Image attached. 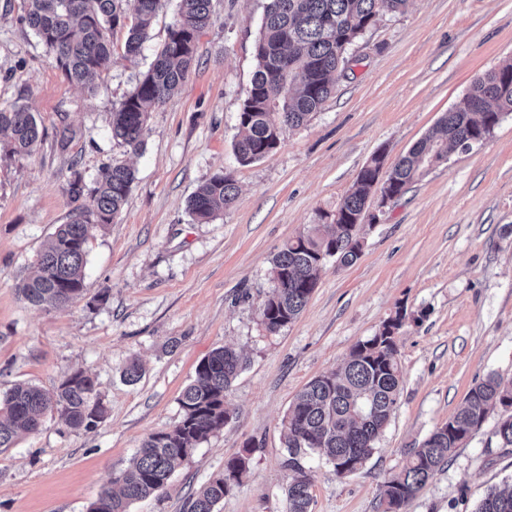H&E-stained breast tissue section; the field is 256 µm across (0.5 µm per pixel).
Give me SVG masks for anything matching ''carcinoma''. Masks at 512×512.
<instances>
[{
  "instance_id": "cac0c4a2",
  "label": "carcinoma",
  "mask_w": 512,
  "mask_h": 512,
  "mask_svg": "<svg viewBox=\"0 0 512 512\" xmlns=\"http://www.w3.org/2000/svg\"><path fill=\"white\" fill-rule=\"evenodd\" d=\"M24 17L54 65L66 78L86 84L112 65V30L127 31L125 55L140 53L164 0H26ZM408 0H266L255 43L256 70L238 112L237 161L250 164L273 153L285 128L303 125L320 111L335 91L334 75L346 67L345 50L357 29L375 27L383 13L402 14ZM213 23L212 0H179L178 17L167 39L133 92L112 109V137L132 152L143 146L150 112L162 107L185 79L199 35ZM512 112V62L475 76L467 93L380 179L381 160L373 156L359 171L357 187L346 194L329 224H312L274 256L271 295L259 311L264 329L280 331L301 314L316 288L325 260L354 264L361 253L358 237L372 187L384 181L401 194L424 170L448 154L488 139L502 117ZM0 131L10 133L9 151L25 155L39 140L35 115L25 107L0 109ZM134 171L125 165L102 168L89 188L80 173L67 179L65 192L75 203L69 222L55 227L33 270L18 285L22 297L36 307H59L81 298L90 229L109 224L122 210ZM239 188L232 173L215 175L190 197L188 211L208 223L232 208ZM381 329L350 351L336 371L314 378L298 394L281 421L288 458V512H311L312 475L300 457L312 452L326 457L333 474L345 478L372 456L379 436L398 407L401 365L398 340ZM243 363L233 348L223 346L203 357L194 379L179 398L180 420L148 437L114 483L90 503L88 512H129L140 499L163 492L175 466L196 446L221 431L231 416L226 398ZM512 408V380L489 375L476 383L448 422L411 449L397 472L384 482V512H405L409 501L456 448L481 428L489 415ZM55 412L73 429L94 430L104 417L96 397V380L86 370L71 372L49 392L18 384L0 395V449L13 447L23 434L36 432L46 412ZM495 435L512 447V414L501 417ZM249 468V456L224 462V473L192 500L190 512H214ZM473 512H512V489H490Z\"/></svg>"
}]
</instances>
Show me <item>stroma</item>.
<instances>
[{"instance_id":"35a3bbf8","label":"stroma","mask_w":512,"mask_h":512,"mask_svg":"<svg viewBox=\"0 0 512 512\" xmlns=\"http://www.w3.org/2000/svg\"><path fill=\"white\" fill-rule=\"evenodd\" d=\"M265 0H213L188 78L151 112L145 147L111 132L112 109L148 70L175 22L167 0L140 54L112 33L114 62L85 87L70 83L23 23L26 0H0V108L28 107L40 126L31 154L12 156L0 133V393L16 383L50 390L90 370L106 408L91 431L46 414L39 430L0 451V512H87L153 433L181 418L179 397L199 361L230 345L246 364L227 397L230 422L199 444L165 491L130 512H189L195 495L248 452L249 471L216 512H287L281 420L313 378L405 309L399 405L373 455L336 478L324 457L301 460L314 482L312 512H381L380 489L409 449L447 422L476 383L512 379V113L471 150L446 161L364 224L351 266L328 260L293 323L270 335L259 309L270 260L320 214L335 213L378 150L387 163L420 139L472 79L512 60V0H410L353 44L352 70L304 125L268 157L239 164L237 116L256 67ZM75 137L67 150L63 128ZM124 163L136 171L113 222L89 241L83 298L57 309L28 304L17 285L73 208L71 170L93 183ZM233 173L235 205L207 223L186 205L211 177ZM106 301H98L99 293ZM139 358L128 383L122 368ZM482 427L408 503L406 512H473L493 486H512V447Z\"/></svg>"}]
</instances>
